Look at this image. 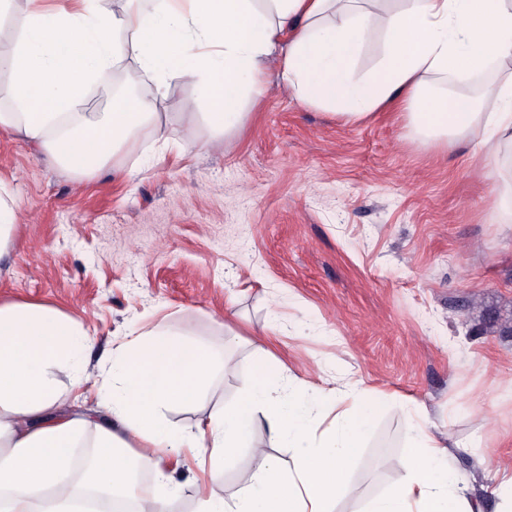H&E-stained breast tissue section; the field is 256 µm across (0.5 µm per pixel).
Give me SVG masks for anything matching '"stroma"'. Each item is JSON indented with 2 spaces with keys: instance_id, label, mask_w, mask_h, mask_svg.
I'll return each mask as SVG.
<instances>
[{
  "instance_id": "1",
  "label": "stroma",
  "mask_w": 512,
  "mask_h": 512,
  "mask_svg": "<svg viewBox=\"0 0 512 512\" xmlns=\"http://www.w3.org/2000/svg\"><path fill=\"white\" fill-rule=\"evenodd\" d=\"M211 136L203 125L161 151L132 144L115 170L78 185L0 131L18 224L0 298L76 313L94 361L156 325L243 359L278 326L294 382L368 391L374 422L335 512H366L399 484L417 423L442 433L483 512H499L477 456L512 458V223L489 206L478 146L422 145L388 111L347 124L277 82L223 149L207 147ZM251 377H218L204 404L170 409L169 421L233 403ZM292 456L239 449L216 492L231 498L265 458Z\"/></svg>"
}]
</instances>
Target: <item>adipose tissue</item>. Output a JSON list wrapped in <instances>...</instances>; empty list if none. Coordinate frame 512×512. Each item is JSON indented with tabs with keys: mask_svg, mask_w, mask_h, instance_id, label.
<instances>
[{
	"mask_svg": "<svg viewBox=\"0 0 512 512\" xmlns=\"http://www.w3.org/2000/svg\"><path fill=\"white\" fill-rule=\"evenodd\" d=\"M19 14L16 36L0 49L13 103L0 108V131L35 144L79 179L132 141L167 143L159 107L185 79L199 97L178 103L182 134L194 140L206 123L217 148L272 75L302 104L349 124L391 107L423 142L472 139L492 165L502 144H512V77L489 87L499 103L493 112L468 94L427 90L432 77L512 63V0H113L109 8L104 0H22ZM376 39L381 60L357 76L358 57ZM128 58L145 92L108 112L82 111L88 89L108 85ZM91 346L76 314L0 299V512H75L77 499L97 492L133 499L135 512H168L174 466L188 457L208 467L195 512H334L349 493V465L372 413L336 410L331 435L317 437L319 416L336 409L333 396L277 381L271 350L252 359V382L232 405L176 428L167 410L198 403L216 371H236L240 360L216 358L207 345L157 326L117 346L93 374ZM63 378L77 392L69 410ZM259 429L262 444L253 441ZM281 442L294 450L288 470L271 461L235 497L215 494L225 456ZM77 448L93 455L68 488L62 478ZM447 455L439 432L417 427L396 462L401 483L370 512H481L443 466ZM140 463L161 493L132 494Z\"/></svg>",
	"mask_w": 512,
	"mask_h": 512,
	"instance_id": "1",
	"label": "adipose tissue"
}]
</instances>
